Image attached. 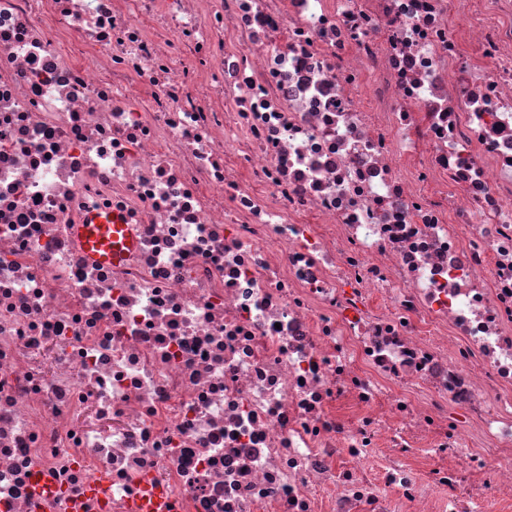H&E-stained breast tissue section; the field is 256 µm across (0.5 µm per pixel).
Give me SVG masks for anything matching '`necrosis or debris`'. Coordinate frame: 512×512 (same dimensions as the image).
Returning <instances> with one entry per match:
<instances>
[{
    "instance_id": "4bbe7bcc",
    "label": "necrosis or debris",
    "mask_w": 512,
    "mask_h": 512,
    "mask_svg": "<svg viewBox=\"0 0 512 512\" xmlns=\"http://www.w3.org/2000/svg\"><path fill=\"white\" fill-rule=\"evenodd\" d=\"M151 484L512 506V0H0V512ZM73 232L88 257L100 263L117 264L135 246L129 224L112 212L89 213L84 224H74Z\"/></svg>"
}]
</instances>
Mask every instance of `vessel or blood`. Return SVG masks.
<instances>
[{"label":"vessel or blood","instance_id":"obj_1","mask_svg":"<svg viewBox=\"0 0 512 512\" xmlns=\"http://www.w3.org/2000/svg\"><path fill=\"white\" fill-rule=\"evenodd\" d=\"M73 232L91 260L116 264L135 246V236L119 215L91 213Z\"/></svg>","mask_w":512,"mask_h":512}]
</instances>
